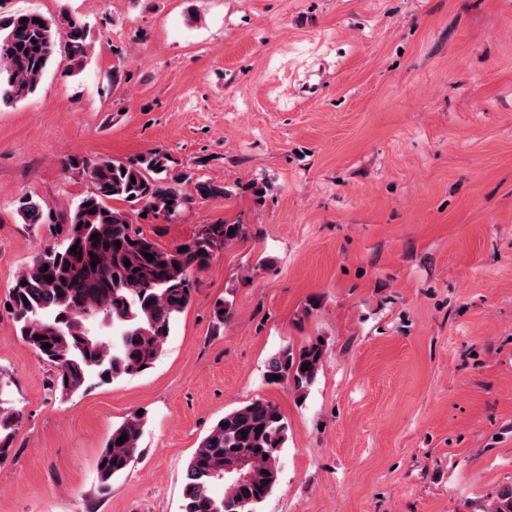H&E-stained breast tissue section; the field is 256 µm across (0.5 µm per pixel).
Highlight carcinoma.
<instances>
[{
  "label": "carcinoma",
  "instance_id": "carcinoma-1",
  "mask_svg": "<svg viewBox=\"0 0 512 512\" xmlns=\"http://www.w3.org/2000/svg\"><path fill=\"white\" fill-rule=\"evenodd\" d=\"M60 46L72 68L85 66L91 40L81 17L0 14V105L13 106L33 95ZM68 165L91 183L75 206L51 209L25 195L16 211L26 224L47 225L63 243L76 245L77 253L45 248L17 274L8 304L20 337L55 368L53 386L73 395L93 373L112 381L152 365L191 301V274L238 239L242 226L204 224L191 241L163 250L134 225L133 216L147 212L171 218L193 203L181 188L186 176L171 172L164 153L154 150L129 161L71 158ZM195 192L201 198L229 195L224 184L209 180L196 182ZM113 201L126 208L112 207ZM45 343L51 347L42 348ZM323 356L318 338L297 351L286 346L269 358L266 378L278 375V382L305 392L316 381ZM19 424V413L0 405V460L11 454ZM144 427L145 417L134 412L112 428L97 459L101 493L128 471ZM123 435L127 441L117 444ZM287 440L288 422L268 400L254 399L225 413L186 464L182 512H259L277 486ZM490 512H512V486L498 492Z\"/></svg>",
  "mask_w": 512,
  "mask_h": 512
}]
</instances>
